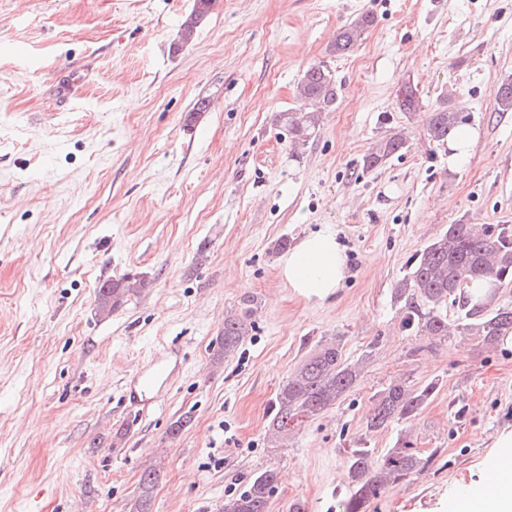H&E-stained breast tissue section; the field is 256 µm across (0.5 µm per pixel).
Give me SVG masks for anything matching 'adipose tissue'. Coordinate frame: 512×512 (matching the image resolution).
Returning a JSON list of instances; mask_svg holds the SVG:
<instances>
[{"instance_id":"ef3b65f1","label":"adipose tissue","mask_w":512,"mask_h":512,"mask_svg":"<svg viewBox=\"0 0 512 512\" xmlns=\"http://www.w3.org/2000/svg\"><path fill=\"white\" fill-rule=\"evenodd\" d=\"M346 247L329 228L303 237L280 260V276L304 300L322 303L333 297L348 271ZM481 486L485 498L474 512H512V471L487 469Z\"/></svg>"}]
</instances>
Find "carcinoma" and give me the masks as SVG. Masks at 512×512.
I'll use <instances>...</instances> for the list:
<instances>
[{
    "label": "carcinoma",
    "instance_id": "carcinoma-1",
    "mask_svg": "<svg viewBox=\"0 0 512 512\" xmlns=\"http://www.w3.org/2000/svg\"><path fill=\"white\" fill-rule=\"evenodd\" d=\"M219 0H194L191 11L180 24L178 45L191 42L199 25L212 13ZM373 15L364 13L336 32L331 52L343 56L359 46ZM336 79L326 66H309L298 84V108L283 112L280 119L297 143L308 140L322 119V113L336 104ZM497 111L512 112V81H503L495 90ZM419 105L417 88L404 84L398 95V106L413 112ZM466 121L463 113L451 108H438L429 114L426 132L434 142H446L448 136ZM406 146L403 131L395 130L378 142L365 159L368 170L380 166ZM465 280H486L496 287L512 284V227L507 224H450L448 230L433 239L411 260L406 276L396 285L395 295L405 302L404 326L425 336L448 337L450 306L458 314L457 327L464 330L476 326L486 345L512 333V308L487 302L477 309L462 291ZM150 281L142 276L126 275L103 281L96 292V311L107 317L118 311L128 297L140 294ZM258 301L251 295L241 299L240 307L224 317V334L217 359L233 355L253 331V316ZM360 363L348 362L342 346L335 340H321L309 351L297 369L280 385L271 404L268 433L283 440L310 418L332 408L349 393L360 377ZM428 383L412 387L397 380L380 391L365 415L363 433L347 460L349 483L338 502L339 512H367L372 500L388 487L407 483L430 466L434 455H422L407 437L377 456L367 447L369 438L395 421L414 420L434 393ZM158 480L154 469L140 477V495L133 512H151L152 489ZM277 488V473L264 468L255 474L236 494L224 500L222 512H269V503Z\"/></svg>",
    "mask_w": 512,
    "mask_h": 512
}]
</instances>
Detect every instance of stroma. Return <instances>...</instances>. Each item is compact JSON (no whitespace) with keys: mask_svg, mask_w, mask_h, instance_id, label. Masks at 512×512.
Returning <instances> with one entry per match:
<instances>
[{"mask_svg":"<svg viewBox=\"0 0 512 512\" xmlns=\"http://www.w3.org/2000/svg\"><path fill=\"white\" fill-rule=\"evenodd\" d=\"M192 6L0 0V512H132L149 465L153 512H221L266 467L280 473L269 512L298 498L336 512L371 398L400 379L436 389L369 446L382 454L407 430L436 458L368 512H450L512 429V350L406 330L394 288L449 225H512V112L494 100L512 80V0H220L181 47ZM362 13L375 22L361 44L331 53ZM318 63L337 103L296 146L279 116ZM408 80L410 114L396 106ZM448 105L479 131L455 168L425 131ZM397 127L405 148L365 169ZM324 227L349 275L315 303L282 280L275 244ZM127 274L149 288L98 316L100 283ZM247 294L255 329L215 363ZM332 337L362 363L356 388L271 445L279 385ZM164 350L175 376L139 410L126 386Z\"/></svg>","mask_w":512,"mask_h":512,"instance_id":"1","label":"stroma"}]
</instances>
